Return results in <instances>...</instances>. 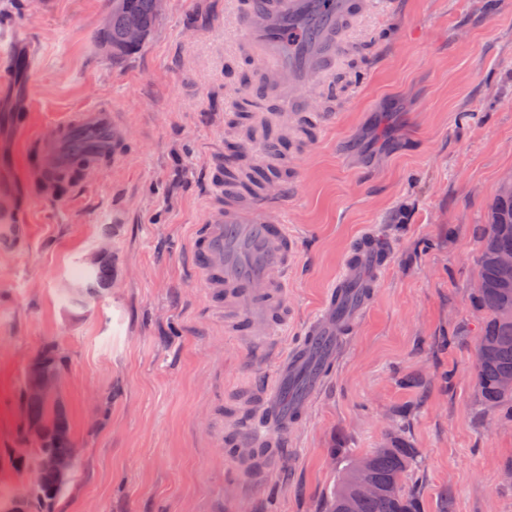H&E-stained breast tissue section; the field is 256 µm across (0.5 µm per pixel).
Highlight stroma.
<instances>
[{
	"label": "stroma",
	"mask_w": 512,
	"mask_h": 512,
	"mask_svg": "<svg viewBox=\"0 0 512 512\" xmlns=\"http://www.w3.org/2000/svg\"><path fill=\"white\" fill-rule=\"evenodd\" d=\"M105 0H21L0 16V52L33 65L0 74V113L21 120L17 153L70 114L111 107L113 164L81 191L33 202V235L0 254V491L34 480L16 457L27 362L50 342L67 360L62 400L79 451L53 512H325L348 454L389 434L419 452L405 487L420 512H512V422L479 405L469 297L488 207L512 175V0H385L335 67L333 124L307 132L281 208L297 238L288 274L290 347L359 239L388 259L345 350L285 460L263 475L224 450L259 417L275 357L227 333L185 262L217 198L208 172L246 130L243 32L232 0H167L136 54L95 42ZM112 289L79 311L62 288L100 242ZM414 386H406V379Z\"/></svg>",
	"instance_id": "35a3bbf8"
}]
</instances>
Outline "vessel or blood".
Listing matches in <instances>:
<instances>
[{
    "mask_svg": "<svg viewBox=\"0 0 512 512\" xmlns=\"http://www.w3.org/2000/svg\"><path fill=\"white\" fill-rule=\"evenodd\" d=\"M374 9V0H246L240 17L246 59L262 72L287 77L296 88V95L283 103L286 110L301 119L332 121L333 113L319 109L332 92L324 76L344 53L350 32ZM114 140L112 112L105 107L55 123L37 149L41 198L54 196L57 177L69 172L76 159L86 160L91 169L111 162ZM15 167L14 150L1 144V253L19 251L30 235L27 215L18 205ZM266 182L265 188L246 195L225 187L223 205L194 227L188 250V263L205 284L211 306L223 309L236 330L264 349L275 331L288 324V271L296 253L290 227L267 191L273 184L286 193L288 173L272 171ZM384 263L378 240L362 238L321 312L281 361L260 402L262 430H247L235 438L236 444L251 448L250 460L258 469H270L275 438L306 415L313 388L354 322L355 305L368 297V288L358 285L362 266L379 268Z\"/></svg>",
    "mask_w": 512,
    "mask_h": 512,
    "instance_id": "b4317fda",
    "label": "vessel or blood"
}]
</instances>
